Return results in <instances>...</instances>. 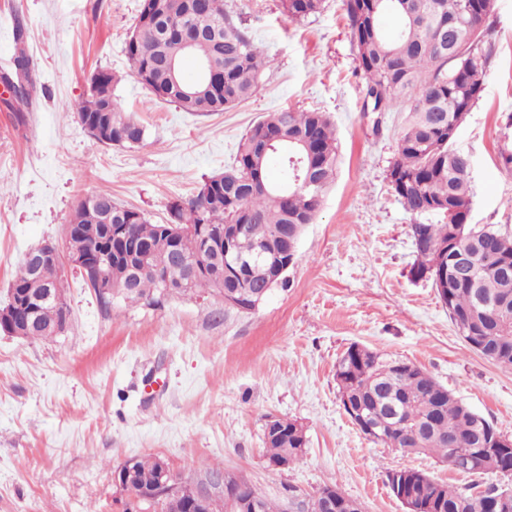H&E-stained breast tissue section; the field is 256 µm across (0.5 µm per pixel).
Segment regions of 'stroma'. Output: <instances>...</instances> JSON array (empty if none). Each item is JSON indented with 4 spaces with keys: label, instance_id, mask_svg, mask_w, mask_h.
Segmentation results:
<instances>
[{
    "label": "stroma",
    "instance_id": "35a3bbf8",
    "mask_svg": "<svg viewBox=\"0 0 512 512\" xmlns=\"http://www.w3.org/2000/svg\"><path fill=\"white\" fill-rule=\"evenodd\" d=\"M142 0H0V69L31 60L23 121L0 83V304L27 250L65 234L80 198L99 191L154 223L234 162L247 129L285 107L317 109L336 127V176L298 244L288 285L252 313L216 295L104 307L73 271L72 326L52 339L0 334V512H123L116 467L150 454L183 478L207 464L278 502L338 485L362 512H406L390 471L414 467L465 486L512 489V475L472 477L426 455L371 442L345 413L336 363L353 344L413 363L512 437V369L471 350L431 280L412 279L413 216L386 173L408 105L363 109L341 0L295 21L280 0H224L268 64L252 100L198 116L155 99L134 75L126 41ZM485 89L455 145L472 162V224L512 228V0H493ZM25 31L16 45L14 24ZM117 83L114 104L147 128L142 147L96 143L74 105L88 76ZM302 425L306 448L283 470L265 462L268 417Z\"/></svg>",
    "mask_w": 512,
    "mask_h": 512
}]
</instances>
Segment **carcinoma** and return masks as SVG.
<instances>
[{"label": "carcinoma", "instance_id": "1", "mask_svg": "<svg viewBox=\"0 0 512 512\" xmlns=\"http://www.w3.org/2000/svg\"><path fill=\"white\" fill-rule=\"evenodd\" d=\"M324 0H281L288 17L304 20L323 8ZM356 47L357 69L366 83L371 110L390 112L409 101L411 108L398 141L396 155L387 170L391 188L404 209L415 217L438 215L441 224H412L411 236L417 258L410 269L413 279L425 278L433 266L456 274L453 287L437 290L448 307V316L467 345L496 365L512 369V231L492 224L468 223L471 210V169L467 155L453 147L464 118L484 91L486 67L493 50V27L488 23L491 6L468 9L466 0H341ZM387 15L399 20L396 35L384 33ZM188 27L198 40L191 56L221 72L222 84L213 92L200 91L188 98L181 67L186 52L178 31ZM138 82L162 101L186 112H224L254 97L259 90L263 51L235 18L217 0H142L134 30L126 43ZM15 77L0 76L4 84L18 83L29 98L31 76L25 50L14 59ZM104 100L89 89L76 102L81 123L106 119L112 124V141L129 149L140 147L147 131L134 117L119 110L103 112ZM281 156L288 187L267 175L268 156ZM338 162L336 129L330 117L316 110L284 108L256 121L239 142L234 164L210 177L215 183L210 198L193 196L169 206V222L151 223L144 213L126 207L105 191L82 198L71 219L75 230H86L89 269L80 272L103 305L119 297L131 303L152 305L165 295L163 280L187 281L183 291L216 289L215 280L202 273L186 280V265L201 252V231L224 224H243L235 241L236 255L255 257L258 247L267 253L260 263L240 276L224 270V291L238 296L267 284L284 288L288 280L270 282V258L287 251L279 238L288 224H311L323 193L333 181ZM112 213V223L131 227V242L112 245V253L99 257L98 236L91 233L103 216ZM185 227L168 234L169 225ZM145 245L158 271L145 270L135 276L134 289L123 290V269L132 245ZM55 289L53 303L39 307L43 326L26 338L54 334L51 324L70 310L56 269L43 277L31 275L21 265L11 291L18 296H36ZM336 382L345 413L358 424L359 409L373 434L359 430L376 442L406 455H436L454 467L460 459L468 463L467 474L512 472V447H500L501 432L484 416L474 412L419 367L402 360H382L358 345H351L336 364ZM453 447H448V439ZM306 445L301 425L274 420L265 438L266 463L293 465ZM159 457L133 460L138 489L155 478ZM408 493L415 492L419 504H430L422 512H500L498 499L512 495L510 489L494 485L471 493L439 482L413 468L391 471ZM336 495V512H361L354 500L336 486L313 495L293 494L281 507L261 497L263 512H324L323 494Z\"/></svg>", "mask_w": 512, "mask_h": 512}]
</instances>
